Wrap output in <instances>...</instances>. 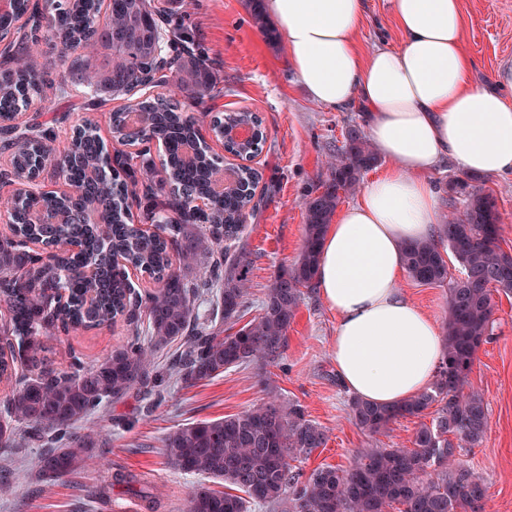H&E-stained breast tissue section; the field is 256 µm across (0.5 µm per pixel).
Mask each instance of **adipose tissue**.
Here are the masks:
<instances>
[{"instance_id":"adipose-tissue-1","label":"adipose tissue","mask_w":512,"mask_h":512,"mask_svg":"<svg viewBox=\"0 0 512 512\" xmlns=\"http://www.w3.org/2000/svg\"><path fill=\"white\" fill-rule=\"evenodd\" d=\"M402 44L361 56L365 0H265L289 67L315 104L359 106L389 166L324 234L315 282L337 317L331 354L356 398L392 406L428 389L444 345L403 292L404 246L436 235L444 216L429 175L512 174V102L470 80L460 0H394Z\"/></svg>"}]
</instances>
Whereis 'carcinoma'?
<instances>
[{
	"instance_id": "1",
	"label": "carcinoma",
	"mask_w": 512,
	"mask_h": 512,
	"mask_svg": "<svg viewBox=\"0 0 512 512\" xmlns=\"http://www.w3.org/2000/svg\"><path fill=\"white\" fill-rule=\"evenodd\" d=\"M28 8L17 0L16 11L0 12V34L14 27L18 13ZM56 11L64 26L80 34L96 25L89 7L72 0H57ZM161 9L146 12L142 0H112V27L99 32L112 42V87L119 96L136 88L141 74L152 67L149 46L158 30ZM14 44L5 46L3 71L10 74L14 91L0 95V113L17 106L16 95L38 92L42 75L36 70L12 67ZM72 80L59 85L69 96L90 70V63L76 57L68 65ZM210 65L202 56L190 63L171 59L175 76L159 79L171 87L169 98L158 100L146 113L150 133L137 143L153 139L165 149L166 180L152 175L153 161L115 155V176L98 184L73 174L74 193L60 205L61 223L16 225L14 238L0 241V303L10 315L17 343L0 346V380L20 376L19 387L7 399V415L0 418V452L19 443V430L44 446L36 468L39 478L57 481L74 472L95 440L75 424L101 411L136 387L147 385L155 352L175 344L172 368L186 386L216 377L256 359L276 362L287 342L304 291L313 287L320 257V243L338 205L354 193L362 174L376 167L379 156L359 129L344 135L343 145L328 163L326 180L305 201V236L297 261L279 271L267 289L257 317L244 325L247 314L250 253L239 246L246 211L254 208L252 185L261 174L242 167L238 187L211 201V207L192 222H167L163 233L145 234L130 217L127 199L136 182L127 170L154 185L146 207L151 215L158 197L169 194L175 203L188 206L211 191V169L216 158L208 145L196 140V124L209 117L180 109L179 95L195 104L211 94ZM126 112H103L99 120L83 125L80 148L84 155L105 165L107 146L98 134L99 123L112 128L127 120ZM224 124L240 120L257 123L256 140L243 147L227 145L238 156L261 154L266 141L261 119L253 112L229 111L218 116ZM37 138L17 152L11 172L0 173V189L23 176L24 169L46 164L65 171L72 143L58 149L55 119L35 122ZM194 147L198 162L185 161V147ZM463 198L465 209L442 225L440 241H417L405 248L409 277L423 285L448 283V316L445 343L432 386L422 394L391 407L353 398L350 416L371 435L383 433L401 418H419L433 404L437 416L430 425L419 424L411 448H365L344 469L322 466L303 477L294 463L307 459L327 442L326 430L307 418L298 404L284 407L274 401L215 420H201L169 431L162 439L165 455L175 468L203 477L190 490L186 512H252L285 503L288 512H484L487 488L456 454L480 445L489 430L481 391L467 387L476 353L486 341L494 314V294H512V252L502 248L503 226L496 198L479 179L463 174L450 182ZM112 209V223L91 224L90 206ZM60 235L84 237L88 251L81 258L56 255L34 258L26 250L31 241L48 242ZM448 245L461 268V276L448 278V263L441 248ZM119 252L131 268L157 281L159 288L143 296L134 287L129 269L112 267L109 255ZM177 253L179 266L173 265ZM59 283L68 291L65 303L47 305L43 289ZM215 304L200 319L194 304L202 295ZM65 332L127 322L132 338L100 363H73L69 371L44 364L43 346L36 340L44 320ZM222 483L229 491L214 485ZM243 495H238V492Z\"/></svg>"
}]
</instances>
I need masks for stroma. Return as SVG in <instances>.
<instances>
[{"label": "stroma", "instance_id": "stroma-1", "mask_svg": "<svg viewBox=\"0 0 512 512\" xmlns=\"http://www.w3.org/2000/svg\"><path fill=\"white\" fill-rule=\"evenodd\" d=\"M168 12V25L185 31L192 52L210 62L213 95L202 107L215 112L247 109L262 119L267 141L257 166L262 179L256 209L247 217L240 244L253 264L248 279L251 307L258 304L275 275L299 257L304 236V202L325 179L326 159L341 144L347 128L361 124L358 110H333L313 103L289 68L283 46L275 44L267 27L253 22V0H155ZM463 35L473 59L474 83L500 85L501 74L512 70V0H462ZM393 0H367L357 35L362 53L398 46ZM61 47L44 37L36 67L44 76L39 111L63 116V130L84 119L122 107V99H105L101 107L72 94L61 98L57 87L68 70ZM512 101V87L500 85ZM402 290L437 323H444L448 289L403 278ZM489 335L476 354L469 383L484 394L489 431L483 443L460 455L484 481L485 512H512V295H497ZM336 316L318 289L303 295L288 330L279 363L260 360L232 368L192 386L177 382L168 371L170 349L156 354L159 393L133 389L112 401L87 425L94 431L93 461L52 484L36 474L38 444L29 442L0 455V512H185L186 499L197 478L172 466L162 439L175 427L215 420L258 406L270 398L300 404L308 419L325 428V447L302 463L303 474L321 465L349 467L365 448H408L419 421L401 419L382 434L372 435L350 417L351 395L342 385L331 357ZM131 337L129 326L117 321L108 327L69 333H41L48 363L69 369L73 358L93 365ZM120 473L146 475L153 483L155 505L146 508L137 496L117 484ZM25 496H18L17 488Z\"/></svg>", "mask_w": 512, "mask_h": 512}]
</instances>
